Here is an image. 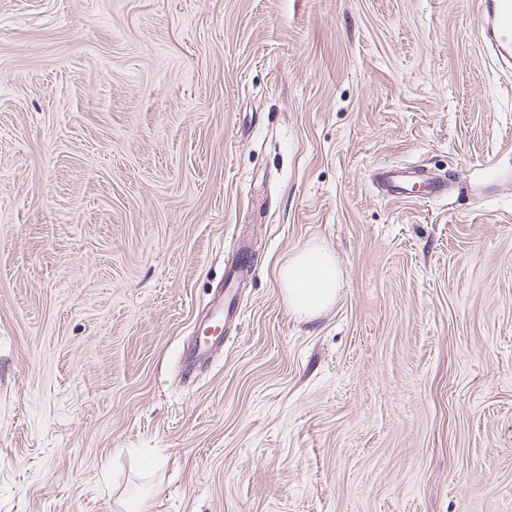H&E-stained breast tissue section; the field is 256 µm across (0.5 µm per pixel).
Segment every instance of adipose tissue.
Masks as SVG:
<instances>
[{
    "mask_svg": "<svg viewBox=\"0 0 512 512\" xmlns=\"http://www.w3.org/2000/svg\"><path fill=\"white\" fill-rule=\"evenodd\" d=\"M278 279L289 310L298 317L311 318L335 300L341 272L329 253L309 246L288 260Z\"/></svg>",
    "mask_w": 512,
    "mask_h": 512,
    "instance_id": "ef3b65f1",
    "label": "adipose tissue"
}]
</instances>
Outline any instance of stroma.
Listing matches in <instances>:
<instances>
[{
  "mask_svg": "<svg viewBox=\"0 0 512 512\" xmlns=\"http://www.w3.org/2000/svg\"><path fill=\"white\" fill-rule=\"evenodd\" d=\"M478 26L0 0V512H512V69ZM310 245L342 279L302 319L276 271ZM236 310H237V308L234 310L231 307V304H229V306L227 307V310L225 312L224 297H223V299H221L218 302V304L214 307L211 317L209 319L211 325L207 326L202 331L203 338L201 337V335L198 336L196 343L194 344L195 361H198L200 363L201 361H204L207 358H209L210 355H212V353H213L214 343H210L208 341L209 335H206V331L209 328H213V333L211 335H214L216 330L220 327L221 322H223L230 316H233V314H235Z\"/></svg>",
  "mask_w": 512,
  "mask_h": 512,
  "instance_id": "stroma-1",
  "label": "stroma"
}]
</instances>
